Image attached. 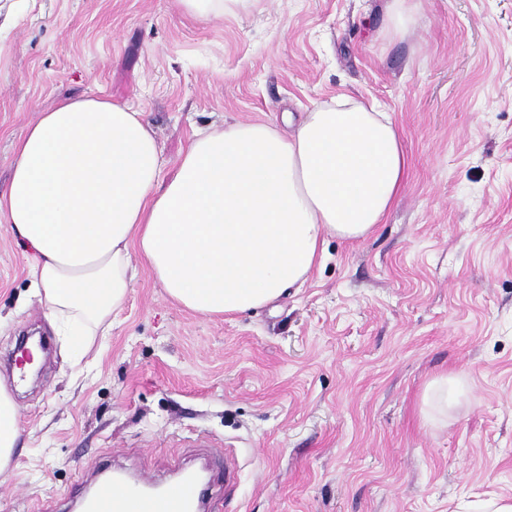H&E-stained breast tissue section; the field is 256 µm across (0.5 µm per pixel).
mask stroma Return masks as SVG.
<instances>
[{
    "mask_svg": "<svg viewBox=\"0 0 512 512\" xmlns=\"http://www.w3.org/2000/svg\"><path fill=\"white\" fill-rule=\"evenodd\" d=\"M0 0V192L40 112L91 97L145 113L170 177L197 134L280 124L350 96L398 127L407 177L368 238L329 239L300 288L235 316L135 277L105 340L73 359L0 228V382L21 331L50 362L15 399L23 448L0 512H73L103 470L209 468L213 512H477L512 500V0ZM462 381L447 421L427 384ZM247 0H178L181 7L188 13L199 15H223L241 7ZM388 33L403 37L419 20V0H388Z\"/></svg>",
    "mask_w": 512,
    "mask_h": 512,
    "instance_id": "1",
    "label": "stroma"
}]
</instances>
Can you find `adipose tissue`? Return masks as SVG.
Instances as JSON below:
<instances>
[{
    "instance_id": "1",
    "label": "adipose tissue",
    "mask_w": 512,
    "mask_h": 512,
    "mask_svg": "<svg viewBox=\"0 0 512 512\" xmlns=\"http://www.w3.org/2000/svg\"><path fill=\"white\" fill-rule=\"evenodd\" d=\"M406 154L388 113L345 99L291 132L234 123L195 138L175 173L143 113L78 99L41 113L16 146L0 224L30 250L29 282L71 346L108 326L140 257L177 304L244 314L299 288L329 239L373 233ZM23 426L0 383V474Z\"/></svg>"
}]
</instances>
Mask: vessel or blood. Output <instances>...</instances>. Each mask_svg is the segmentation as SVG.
Instances as JSON below:
<instances>
[{
    "label": "vessel or blood",
    "mask_w": 512,
    "mask_h": 512,
    "mask_svg": "<svg viewBox=\"0 0 512 512\" xmlns=\"http://www.w3.org/2000/svg\"><path fill=\"white\" fill-rule=\"evenodd\" d=\"M152 481L140 477L138 485L130 486L106 481L86 500L85 512H197L203 493L190 481L169 483L161 492H151Z\"/></svg>",
    "instance_id": "1"
}]
</instances>
